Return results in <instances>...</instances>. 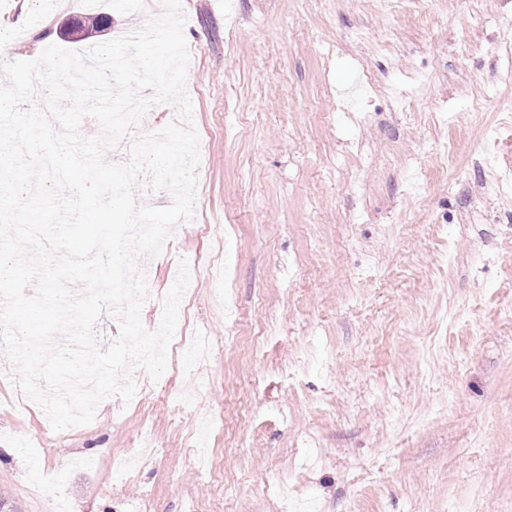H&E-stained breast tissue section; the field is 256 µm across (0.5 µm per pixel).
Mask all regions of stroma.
<instances>
[{"label": "stroma", "mask_w": 512, "mask_h": 512, "mask_svg": "<svg viewBox=\"0 0 512 512\" xmlns=\"http://www.w3.org/2000/svg\"><path fill=\"white\" fill-rule=\"evenodd\" d=\"M0 0L10 60L81 51L162 0ZM195 212L141 310L195 258L157 395L54 431L0 361L8 512H512V0H182ZM105 14L76 42L71 18ZM370 83H358L359 74ZM199 380L185 391L181 370ZM249 419L224 449L217 415ZM158 460L118 461L142 428Z\"/></svg>", "instance_id": "obj_1"}]
</instances>
